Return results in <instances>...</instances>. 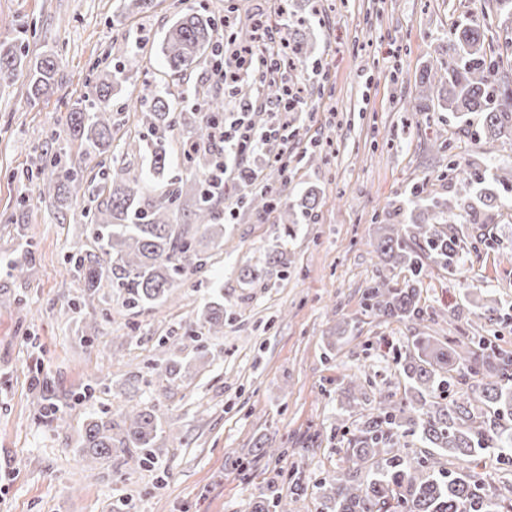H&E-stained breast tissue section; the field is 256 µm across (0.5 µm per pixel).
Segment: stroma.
<instances>
[{
  "label": "stroma",
  "mask_w": 512,
  "mask_h": 512,
  "mask_svg": "<svg viewBox=\"0 0 512 512\" xmlns=\"http://www.w3.org/2000/svg\"><path fill=\"white\" fill-rule=\"evenodd\" d=\"M266 0H154L146 13H122L119 0H0V42L25 47L29 58L54 54V94L31 101L28 80L0 86V512H250L271 469L298 466L309 496L302 512H319L317 481L345 469L348 438L360 415L385 397L401 399L408 384L396 362L410 336L464 335L477 320L512 351V186L498 188L501 205L465 213L452 225L461 252L455 273L425 262L420 304L428 321L383 322L366 311L362 293L386 274L372 247L380 224H407L411 195L456 201L468 198L455 163L471 175L512 164V141L487 153L479 116L419 112L416 87L425 67L448 60V36L461 23L479 21L485 47L512 79V22L493 0H294L306 19L309 58L289 71L304 88L305 105L293 116L288 152L287 204L307 187L319 203L293 227L277 213L237 212L224 222V244L209 249L205 273L190 276L163 303L116 308L110 288L86 295L66 273L68 255L92 248L84 232L87 200L59 212L37 203L25 171L34 167L51 133H66L69 102L89 95L88 63L121 69L125 54L141 46L144 61L108 100L127 119L130 93L143 86L173 96L198 92L224 103L232 118L251 102L257 125L272 107L259 94L258 73L243 85L217 80V57L173 79L156 44L186 10L209 13L214 39L228 41ZM235 19L225 27V19ZM227 166L257 173L250 183L225 181L224 204L260 190L271 174L267 156L244 159L225 152ZM491 233L493 246L479 237ZM31 249L26 278L11 276L9 261ZM284 262L260 282L245 269L266 264L271 252ZM224 305V333L194 336L189 327L211 301ZM72 307V317L60 316ZM95 323L85 340L82 328ZM180 368L165 372L168 360ZM363 387L348 392L349 376ZM47 382L66 423L50 425L33 404V376ZM96 392L86 405L76 397ZM153 405L163 427L154 462L137 469L113 457L86 469L81 442L86 423L130 405ZM272 440L286 454L255 456ZM484 486H512V462L487 451L470 466Z\"/></svg>",
  "instance_id": "obj_1"
}]
</instances>
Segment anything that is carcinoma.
Wrapping results in <instances>:
<instances>
[{"mask_svg":"<svg viewBox=\"0 0 512 512\" xmlns=\"http://www.w3.org/2000/svg\"><path fill=\"white\" fill-rule=\"evenodd\" d=\"M213 22L198 11L178 16L168 27L158 46L172 74L181 75L206 61V53L216 52L212 42ZM448 65L427 70L422 75L416 108L425 110L436 103L463 116L479 114L486 128V143L512 138V86L499 78L500 60L487 54L485 32L475 22L458 25L450 33ZM308 40L300 29H288V55L306 58ZM27 55L21 46L0 43V81L12 82L23 73ZM57 63L45 55L29 68V98L36 101L56 88ZM95 96L77 97L69 106L70 142L67 147L41 159L38 200L63 210L79 198L84 188V159L90 156L112 160L99 171L97 190L89 202L87 236L94 249L71 254L68 274L84 282L88 291L107 286L122 299L124 307H145L167 299L172 290L191 275L205 271L208 256L204 239L218 240L224 234L221 215L224 186L219 161L208 156L206 145L213 128L224 121L217 111L199 124L183 142V153L191 168V178L180 181L157 198L144 195L142 179L131 175L121 161L127 142H116L118 123L107 110L112 90L121 83V72L91 68ZM140 121L149 126L152 139L147 145L149 168L164 175L169 149L186 120L187 109L170 94L154 92L136 100ZM284 189L273 181L261 191L241 200L258 213L279 212L284 224H293L296 214L284 206ZM191 206L194 223L173 224L174 210ZM458 218L455 207L436 201L425 206L413 224H384L376 250L382 261L411 272L403 284L383 276L365 289L367 309L383 321H421L425 311L419 306L423 263L413 244L423 241L429 258L444 268H454L459 260L458 243L444 226ZM208 333L224 329V306L214 302L202 313ZM398 364L410 384L411 397L384 398L377 413L363 420L350 440L347 469L320 481L321 512H512V496L482 487L464 465L475 455L494 448L512 461V352L484 336V327L472 323L466 340L456 345L434 336L408 339ZM468 388L448 401H433L436 392ZM33 401L44 417L61 425L57 409L50 402L48 388L36 380ZM122 424L92 420L82 441L86 467L113 456H127L143 466L151 462L153 448L163 433L153 406L125 408ZM407 433L433 449L410 453L399 446ZM460 463L452 470L449 465ZM288 484V494L282 485ZM307 487L297 473H275L253 501L251 512H294L305 502Z\"/></svg>","mask_w":512,"mask_h":512,"instance_id":"obj_1","label":"carcinoma"}]
</instances>
